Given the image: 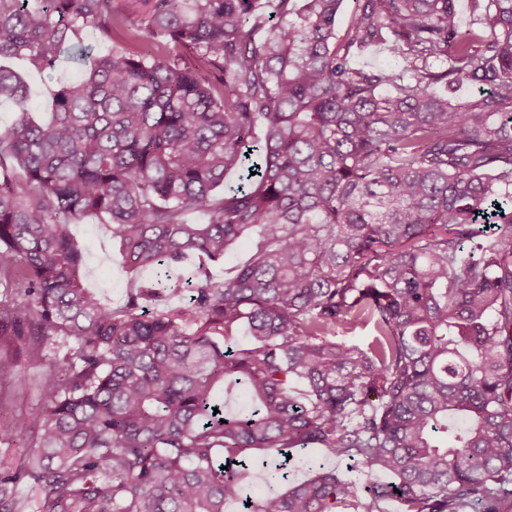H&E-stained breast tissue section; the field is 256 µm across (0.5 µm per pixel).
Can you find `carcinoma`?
<instances>
[{"mask_svg": "<svg viewBox=\"0 0 512 512\" xmlns=\"http://www.w3.org/2000/svg\"><path fill=\"white\" fill-rule=\"evenodd\" d=\"M137 2L0 0V58L115 44L47 124L0 65V338L46 365L0 512H26L20 480L42 512H512V0L475 26L456 0H355L341 40L345 0ZM373 43L398 67L349 64ZM459 80L489 89L450 108ZM87 215L151 274L116 309L84 285ZM251 232L224 280L198 267L187 305L148 311ZM18 378L0 363V392ZM305 448L385 479L296 482Z\"/></svg>", "mask_w": 512, "mask_h": 512, "instance_id": "cac0c4a2", "label": "carcinoma"}]
</instances>
